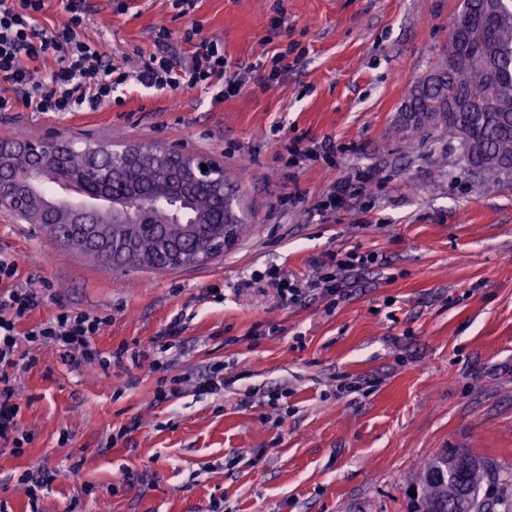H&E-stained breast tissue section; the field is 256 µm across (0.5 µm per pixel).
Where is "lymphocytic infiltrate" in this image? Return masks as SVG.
Wrapping results in <instances>:
<instances>
[{
    "label": "lymphocytic infiltrate",
    "instance_id": "1",
    "mask_svg": "<svg viewBox=\"0 0 512 512\" xmlns=\"http://www.w3.org/2000/svg\"><path fill=\"white\" fill-rule=\"evenodd\" d=\"M45 0H0V82L9 84L10 95L0 94V112L23 105L39 112L94 111L111 104L120 86L134 81L157 90H192L198 87L214 91L216 98L239 92L241 82L227 75L224 44L204 35L199 25L184 30L182 39L194 47L189 63L173 59L168 51L171 31L164 26L156 30L158 50L142 60L134 71L116 68L104 43L81 40L84 24V0H69L67 20L50 28L37 27L36 15ZM373 255H345L331 268L321 270L308 286H300L291 275L269 270L267 276L278 286L288 302H297L304 289L342 298L343 284L350 273L373 262ZM17 263L0 257V283H7L0 293V442L21 450L25 441L20 432L21 397L17 379L30 370L35 359L20 354V344L38 347L45 342L57 345L62 356L77 366L95 365L109 371L124 363L150 361L153 369H163L156 360L161 339H175L182 328L171 322L163 338H151L141 349L119 348L104 354L95 338L105 322L104 317L72 309H60L49 321L24 330V317L38 306L36 292L16 285Z\"/></svg>",
    "mask_w": 512,
    "mask_h": 512
}]
</instances>
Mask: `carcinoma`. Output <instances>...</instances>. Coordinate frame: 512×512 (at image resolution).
Here are the masks:
<instances>
[{"mask_svg": "<svg viewBox=\"0 0 512 512\" xmlns=\"http://www.w3.org/2000/svg\"><path fill=\"white\" fill-rule=\"evenodd\" d=\"M465 27H453L436 66L410 88L403 111L411 135L432 130L459 143L471 173L486 182L512 175V0H462ZM128 146H76L62 151L58 175L63 182L115 185L127 197L124 223L98 217L96 225L58 220L47 225L58 241L83 249L95 240L122 238L133 244L137 259L105 249L103 261L155 270L162 238L176 239L190 251H209L224 226L243 224V199L212 165L209 181L182 180L181 163L161 167L149 158L122 168ZM512 485L487 481L486 465L469 453H435L424 463L408 497V512H495Z\"/></svg>", "mask_w": 512, "mask_h": 512, "instance_id": "obj_1", "label": "carcinoma"}]
</instances>
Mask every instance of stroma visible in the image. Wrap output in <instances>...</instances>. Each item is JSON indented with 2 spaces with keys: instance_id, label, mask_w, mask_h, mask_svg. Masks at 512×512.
<instances>
[{
  "instance_id": "35a3bbf8",
  "label": "stroma",
  "mask_w": 512,
  "mask_h": 512,
  "mask_svg": "<svg viewBox=\"0 0 512 512\" xmlns=\"http://www.w3.org/2000/svg\"><path fill=\"white\" fill-rule=\"evenodd\" d=\"M458 0H86L82 35L138 66L166 25L224 43L237 96L145 89L91 112H0L16 142L109 141L176 148L217 162L252 218L235 243L178 269L107 268L0 204V255L60 308L104 316V351L144 345L180 321L165 352L109 372L37 350L20 387L22 454L0 445V512H406L420 462L441 451L512 475V175H471L457 142L407 137L398 118L429 73ZM291 50L270 88L255 64ZM332 142L333 163L288 165L287 145ZM367 182L323 211L337 180ZM375 253L332 304L282 301L259 271L306 281L337 252ZM232 384L195 391L214 362ZM179 398L151 404L162 381ZM355 391L337 393L339 382ZM280 393L276 406L263 397ZM73 469L65 482L58 469Z\"/></svg>"
}]
</instances>
